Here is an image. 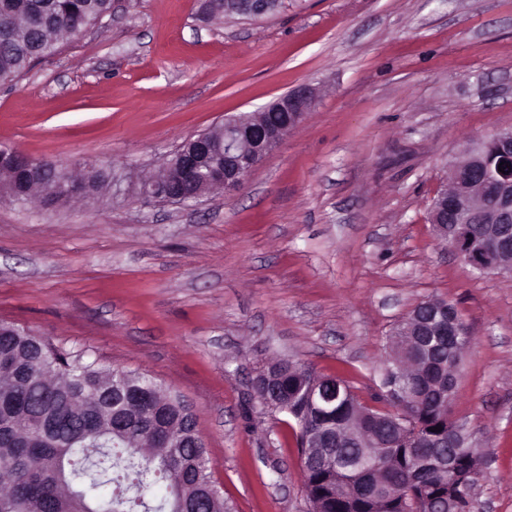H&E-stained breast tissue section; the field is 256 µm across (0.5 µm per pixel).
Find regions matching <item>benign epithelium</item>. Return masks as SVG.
Wrapping results in <instances>:
<instances>
[{"instance_id":"1","label":"benign epithelium","mask_w":512,"mask_h":512,"mask_svg":"<svg viewBox=\"0 0 512 512\" xmlns=\"http://www.w3.org/2000/svg\"><path fill=\"white\" fill-rule=\"evenodd\" d=\"M278 5L279 0H224V13L255 19L273 13ZM317 97V88L301 84L255 112L224 118L214 132L204 131L182 142L170 155L171 164L162 166L159 176L141 183L138 194L146 200L186 205L200 202L211 188L226 192L240 189L252 170L280 144L285 132L300 125ZM476 149L504 163V172L498 173V206H490L476 186L460 181V166L453 164L448 181L454 190L439 194L429 219L443 226L448 244L467 264L512 277V129L480 142ZM8 154L26 170L29 186L45 187L60 202L85 195L83 182L56 181L43 165L24 154L15 150ZM450 211L480 213L494 224L493 230L475 238L470 225L448 223Z\"/></svg>"}]
</instances>
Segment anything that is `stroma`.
<instances>
[{"label": "stroma", "mask_w": 512, "mask_h": 512, "mask_svg": "<svg viewBox=\"0 0 512 512\" xmlns=\"http://www.w3.org/2000/svg\"><path fill=\"white\" fill-rule=\"evenodd\" d=\"M197 0H112L0 83V148L110 176L56 208L0 199V320L91 348L193 408L233 512H309L299 429L251 381L288 358L378 394L393 328L456 305L453 420L484 458L472 512H512V279L428 221L447 166L512 129V0H281L204 24ZM319 97L242 189L193 207L132 188L185 138L298 84Z\"/></svg>", "instance_id": "stroma-1"}]
</instances>
